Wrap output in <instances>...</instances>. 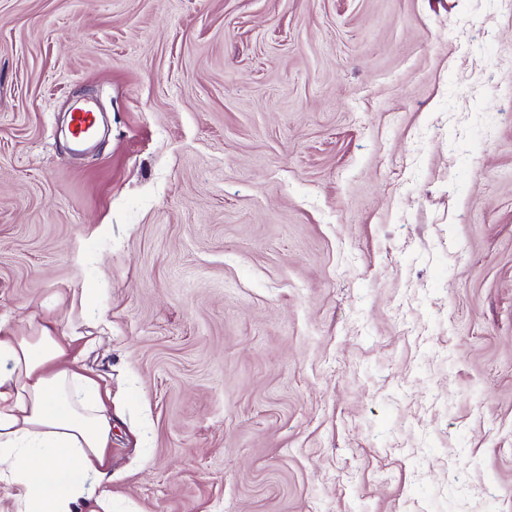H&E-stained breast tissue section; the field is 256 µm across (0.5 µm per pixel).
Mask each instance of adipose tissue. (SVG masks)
Returning a JSON list of instances; mask_svg holds the SVG:
<instances>
[{
    "label": "adipose tissue",
    "mask_w": 512,
    "mask_h": 512,
    "mask_svg": "<svg viewBox=\"0 0 512 512\" xmlns=\"http://www.w3.org/2000/svg\"><path fill=\"white\" fill-rule=\"evenodd\" d=\"M72 343L48 320L0 319V491L18 512H112V411Z\"/></svg>",
    "instance_id": "1"
}]
</instances>
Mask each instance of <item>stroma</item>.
I'll return each instance as SVG.
<instances>
[{"label":"stroma","mask_w":512,"mask_h":512,"mask_svg":"<svg viewBox=\"0 0 512 512\" xmlns=\"http://www.w3.org/2000/svg\"><path fill=\"white\" fill-rule=\"evenodd\" d=\"M511 62L494 0H0V315L112 512H512ZM97 130V113L84 103L76 105L69 116V132L76 142L92 138Z\"/></svg>","instance_id":"1"}]
</instances>
